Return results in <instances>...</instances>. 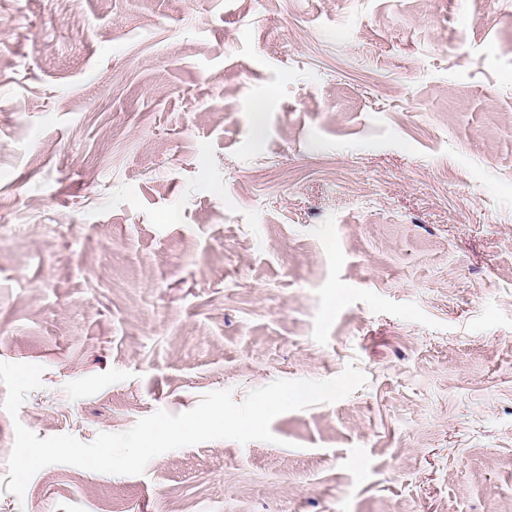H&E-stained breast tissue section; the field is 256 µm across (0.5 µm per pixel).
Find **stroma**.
<instances>
[{
    "mask_svg": "<svg viewBox=\"0 0 512 512\" xmlns=\"http://www.w3.org/2000/svg\"><path fill=\"white\" fill-rule=\"evenodd\" d=\"M0 362V512H512V0H0ZM350 365L274 442L6 490L15 423Z\"/></svg>",
    "mask_w": 512,
    "mask_h": 512,
    "instance_id": "35a3bbf8",
    "label": "stroma"
}]
</instances>
